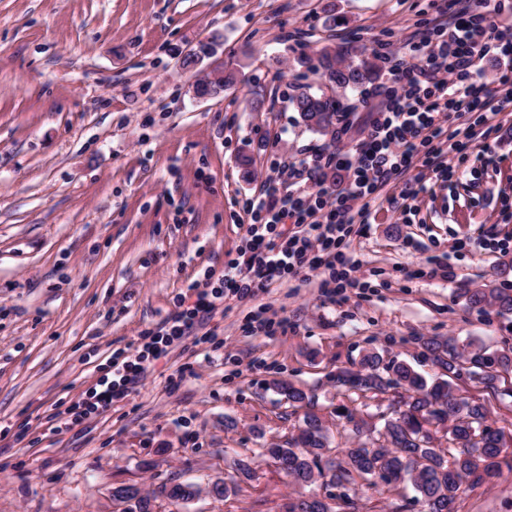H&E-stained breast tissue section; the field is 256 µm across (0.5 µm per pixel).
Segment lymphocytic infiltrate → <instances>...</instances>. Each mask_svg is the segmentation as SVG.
I'll return each mask as SVG.
<instances>
[{
	"mask_svg": "<svg viewBox=\"0 0 512 512\" xmlns=\"http://www.w3.org/2000/svg\"><path fill=\"white\" fill-rule=\"evenodd\" d=\"M455 4L451 17L437 18L405 52H382L391 85L354 147L338 144L293 162L271 158L269 175L242 204L249 218L244 247L221 273L205 271L187 286L190 305L141 333L136 345L114 350L108 371L67 408L71 420L106 412L130 397L152 364L183 339L210 343L211 335L195 330L226 300L243 302L277 281L316 271L323 274L328 299L365 288L358 261L341 249L354 227H367L385 204L409 217L412 201L427 191L426 172L455 177L457 163H444L443 154L474 160L483 169L492 165L488 125L498 113L512 112V0ZM489 59L497 63L490 75L484 71ZM330 169L349 174L336 194L324 183ZM391 185L399 186V194L384 197Z\"/></svg>",
	"mask_w": 512,
	"mask_h": 512,
	"instance_id": "obj_1",
	"label": "lymphocytic infiltrate"
}]
</instances>
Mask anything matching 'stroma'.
Returning <instances> with one entry per match:
<instances>
[{
	"label": "stroma",
	"instance_id": "obj_1",
	"mask_svg": "<svg viewBox=\"0 0 512 512\" xmlns=\"http://www.w3.org/2000/svg\"><path fill=\"white\" fill-rule=\"evenodd\" d=\"M334 5L335 29L325 8ZM440 0H0V512H124L112 491L137 485L154 512H285L295 487L264 458L253 479L239 453L288 440L298 415L270 383L314 394L332 446L348 432L332 412L379 423L386 403L336 389L337 368L375 349L432 372L422 336L477 338L512 347V314L467 306L464 289H512V252L453 250L497 227L512 236V112L495 118L494 163H471L447 182L427 173L411 223L379 208L343 250L361 264L363 292L322 297L321 276L285 280L231 302L204 328L213 343L174 347L139 391L112 410L53 431L71 403L173 312L204 270L222 271L243 246L242 201L272 156L294 161L329 139L308 131L290 99L319 87L300 55L333 41L402 49L438 14ZM217 37L194 69L182 58ZM215 67L245 80L205 101L192 82ZM338 92L352 105L342 143L353 147L382 86ZM253 164L250 178L237 166ZM450 278H415L431 255ZM287 318L285 332L245 331L250 312ZM238 481L222 500L210 487ZM190 482L198 496L174 506L162 484ZM458 512H512V476L461 493Z\"/></svg>",
	"mask_w": 512,
	"mask_h": 512
}]
</instances>
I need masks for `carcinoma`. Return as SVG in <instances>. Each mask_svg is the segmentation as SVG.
<instances>
[{"label":"carcinoma","instance_id":"cac0c4a2","mask_svg":"<svg viewBox=\"0 0 512 512\" xmlns=\"http://www.w3.org/2000/svg\"><path fill=\"white\" fill-rule=\"evenodd\" d=\"M316 70L328 81L326 89H307L290 99L305 127L321 137H336L337 125L348 120L339 111L335 89L356 91L379 76L378 57L364 52L353 55L344 47L324 45L315 51ZM470 307H490L501 315L512 314V292L487 285L465 289ZM423 355L439 369L444 379H427L405 362L385 361L377 352L363 356L356 367H340L334 375L336 388L375 399L389 395L398 405L395 416L382 427L354 421L346 406L335 409L336 417L353 424L358 441L336 449L331 458L328 428L314 402L293 384L274 380L271 388L304 409L298 433L283 444L259 449L258 455L274 461L298 488L287 512H356L357 502L349 491L358 487L367 498L384 489L412 486L415 496L396 503L391 512H409L419 503L424 512H453L462 485L471 489L486 480L512 474V437L488 424L489 397L512 396V347L492 354L482 343L471 340L460 347L455 338L431 336L421 339ZM482 386L484 396L465 397L455 380L461 372ZM446 429L448 447L435 445V434ZM334 484L342 489L336 505L326 507L319 495L306 491L315 484ZM170 500L190 501L197 495L193 483H175L162 490ZM115 499L127 504L125 512H152L151 498L132 484Z\"/></svg>","mask_w":512,"mask_h":512}]
</instances>
